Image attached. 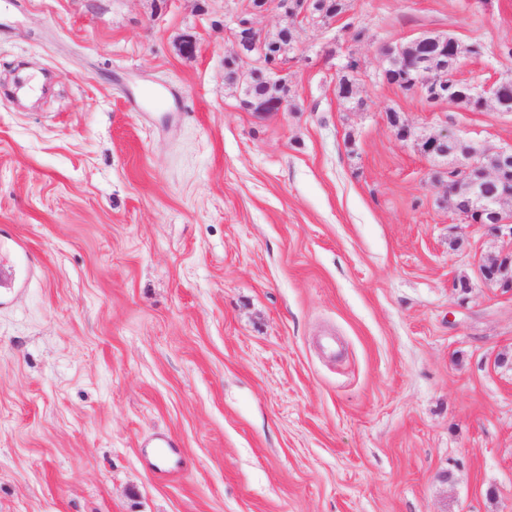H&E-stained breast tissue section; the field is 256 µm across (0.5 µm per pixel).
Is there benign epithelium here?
I'll use <instances>...</instances> for the list:
<instances>
[{
  "label": "benign epithelium",
  "instance_id": "benign-epithelium-1",
  "mask_svg": "<svg viewBox=\"0 0 512 512\" xmlns=\"http://www.w3.org/2000/svg\"><path fill=\"white\" fill-rule=\"evenodd\" d=\"M279 7L285 20L290 22V25L282 28L285 33L288 32V27L297 28L302 23H326L331 16V7L327 0L322 2L319 11L312 9L311 0H303V6L299 10H288V0H281ZM235 40L239 49L238 56L245 63L273 59L280 55L282 49L281 43L269 41L261 29L240 20L237 21ZM468 56L470 53L467 46L454 37L438 42L436 58L444 70L456 69L462 59ZM434 73L435 69L428 61H416L414 90L430 103H439L463 92L484 107L490 102L498 107L501 90L512 84L511 71L505 72L492 86L478 83L460 85L455 81L447 83L434 77ZM251 108L260 113L284 112L288 110V100L277 94L267 95L255 99ZM420 142L425 145V155L451 158L448 163V175L451 178L448 194L460 196L466 202L463 207L453 204L458 223L483 226L494 233L512 238V209L504 208V199L491 196L484 189L486 183L512 168V145L493 152L482 148L472 149L469 142L449 135L446 130L422 138ZM478 275L484 284L512 293V252L490 263L479 265Z\"/></svg>",
  "mask_w": 512,
  "mask_h": 512
}]
</instances>
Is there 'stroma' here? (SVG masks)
I'll list each match as a JSON object with an SVG mask.
<instances>
[{
  "instance_id": "35a3bbf8",
  "label": "stroma",
  "mask_w": 512,
  "mask_h": 512,
  "mask_svg": "<svg viewBox=\"0 0 512 512\" xmlns=\"http://www.w3.org/2000/svg\"><path fill=\"white\" fill-rule=\"evenodd\" d=\"M347 3L258 114L225 62L236 18L273 39L277 7L0 0V233L37 258L0 306V512H512V294L477 277L512 240L458 223L415 145L512 144V112L375 80L429 33L481 43L454 77L494 84L512 0ZM265 78L266 74L260 70H256L255 74L251 77L252 86L250 89L244 92V98L241 100V104L247 110H251L249 108V102L253 95L259 93L262 90L263 85L266 81ZM278 89L279 92L282 93L281 95L285 96L287 92L285 80L282 79V83L279 85ZM281 95L272 94L256 98L251 104L253 112L271 113L284 112L288 110V100L282 97Z\"/></svg>"
}]
</instances>
